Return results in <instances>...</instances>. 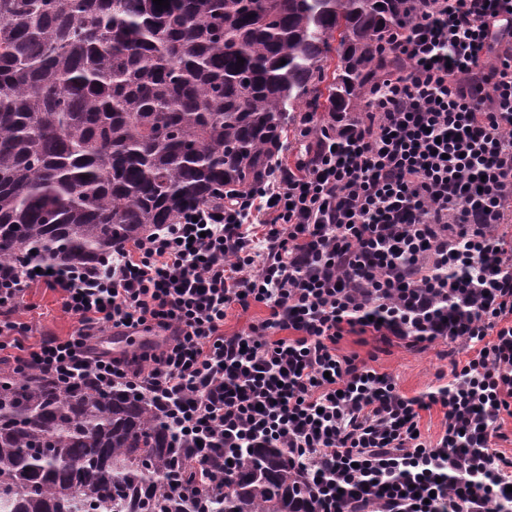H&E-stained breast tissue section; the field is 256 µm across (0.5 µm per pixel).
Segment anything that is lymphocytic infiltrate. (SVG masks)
<instances>
[{
    "instance_id": "lymphocytic-infiltrate-1",
    "label": "lymphocytic infiltrate",
    "mask_w": 512,
    "mask_h": 512,
    "mask_svg": "<svg viewBox=\"0 0 512 512\" xmlns=\"http://www.w3.org/2000/svg\"><path fill=\"white\" fill-rule=\"evenodd\" d=\"M392 53L408 66L367 111L257 187L99 267L1 266L0 352L148 394L199 461L284 449L316 512H512V459L494 446L512 416V0H430ZM39 281L78 326L27 346L15 314ZM254 304L266 317L225 335L228 310ZM108 328L166 338L119 357L96 348ZM367 332L461 339L471 355L409 397L337 354ZM434 406L446 423L431 444L417 431Z\"/></svg>"
}]
</instances>
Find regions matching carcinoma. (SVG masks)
<instances>
[{
  "instance_id": "cac0c4a2",
  "label": "carcinoma",
  "mask_w": 512,
  "mask_h": 512,
  "mask_svg": "<svg viewBox=\"0 0 512 512\" xmlns=\"http://www.w3.org/2000/svg\"><path fill=\"white\" fill-rule=\"evenodd\" d=\"M0 0V266L83 268L362 112L427 0ZM244 63H239L238 58ZM286 64H281V61ZM210 478L211 490L186 495ZM0 512H314L281 448H179L146 394L0 367Z\"/></svg>"
}]
</instances>
